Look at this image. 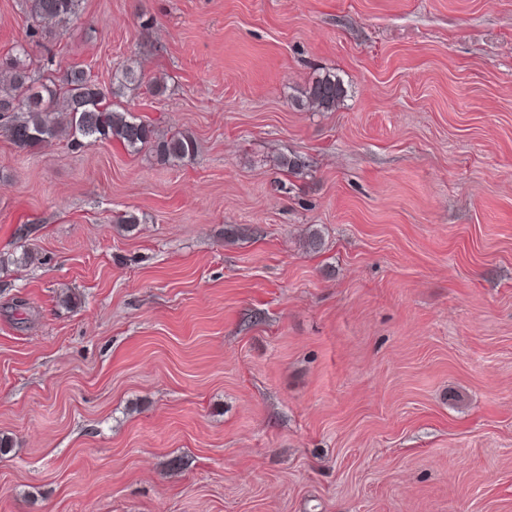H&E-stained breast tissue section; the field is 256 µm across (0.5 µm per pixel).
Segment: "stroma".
<instances>
[{"mask_svg":"<svg viewBox=\"0 0 512 512\" xmlns=\"http://www.w3.org/2000/svg\"><path fill=\"white\" fill-rule=\"evenodd\" d=\"M19 44L107 91L135 62L122 107L197 149L0 132V255H36L0 272V512H512V0H82L36 35L0 0ZM325 73L343 105L297 107ZM112 95H116L118 91L127 88L132 84H139L141 82V74L137 71L135 66L131 64H119L112 76Z\"/></svg>","mask_w":512,"mask_h":512,"instance_id":"35a3bbf8","label":"stroma"}]
</instances>
